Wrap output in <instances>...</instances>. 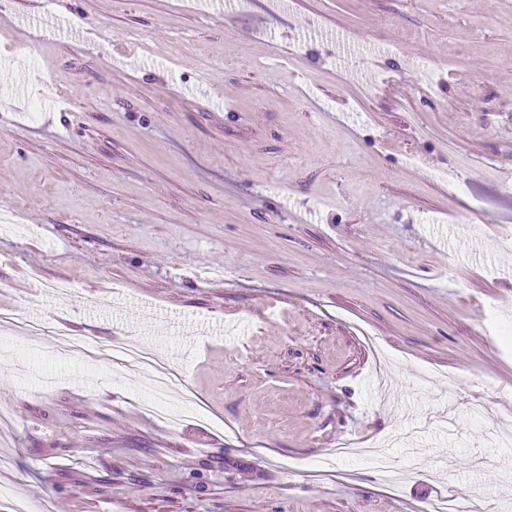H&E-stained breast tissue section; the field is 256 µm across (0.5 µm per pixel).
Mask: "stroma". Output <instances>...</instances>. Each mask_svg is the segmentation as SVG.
<instances>
[{
  "mask_svg": "<svg viewBox=\"0 0 512 512\" xmlns=\"http://www.w3.org/2000/svg\"><path fill=\"white\" fill-rule=\"evenodd\" d=\"M271 6L0 0V294L85 349L0 336L26 512L512 506V0ZM128 362L142 363L154 368L156 373V395L167 393L175 380H181L179 374L159 362L156 357L146 351L127 348H123L122 350L112 349V363Z\"/></svg>",
  "mask_w": 512,
  "mask_h": 512,
  "instance_id": "stroma-1",
  "label": "stroma"
}]
</instances>
